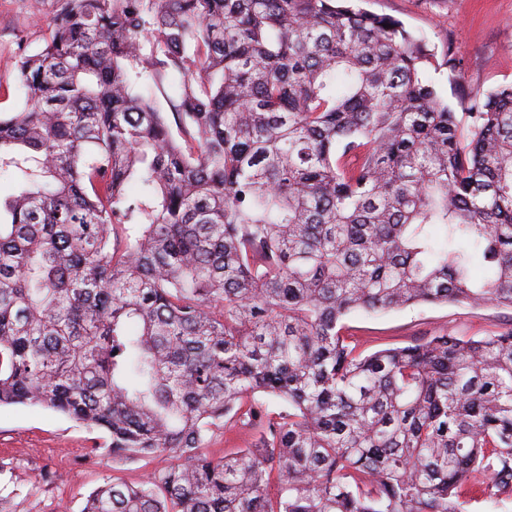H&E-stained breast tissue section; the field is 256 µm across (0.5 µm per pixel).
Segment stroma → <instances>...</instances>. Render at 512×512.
I'll use <instances>...</instances> for the list:
<instances>
[{"mask_svg": "<svg viewBox=\"0 0 512 512\" xmlns=\"http://www.w3.org/2000/svg\"><path fill=\"white\" fill-rule=\"evenodd\" d=\"M367 10L388 14L436 51L453 47L455 69L432 79L456 113L467 95L512 82V0H365ZM55 0H0V113L24 100L18 52L35 53L49 33ZM362 349L403 346L433 333L483 337L512 326V310L466 303L427 305L347 320ZM103 434L39 407L0 406V496L10 512H80L85 497L115 480L136 481L164 470L159 456L117 464L101 451Z\"/></svg>", "mask_w": 512, "mask_h": 512, "instance_id": "35a3bbf8", "label": "stroma"}]
</instances>
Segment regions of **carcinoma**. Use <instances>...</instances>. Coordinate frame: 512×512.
Wrapping results in <instances>:
<instances>
[{"mask_svg": "<svg viewBox=\"0 0 512 512\" xmlns=\"http://www.w3.org/2000/svg\"><path fill=\"white\" fill-rule=\"evenodd\" d=\"M444 65L353 0H56L0 115V405L170 459L82 512L512 498V327L367 353L345 323L512 309V84L463 128ZM229 441H225L224 433L217 431L208 451L215 457L224 456V454L234 451L236 448H248L255 440V433L243 428L233 433Z\"/></svg>", "mask_w": 512, "mask_h": 512, "instance_id": "cac0c4a2", "label": "carcinoma"}]
</instances>
